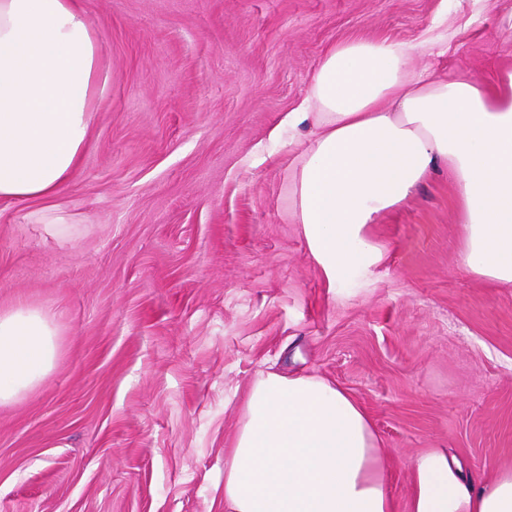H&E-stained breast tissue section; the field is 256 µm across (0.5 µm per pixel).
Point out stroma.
Wrapping results in <instances>:
<instances>
[{"label": "stroma", "mask_w": 512, "mask_h": 512, "mask_svg": "<svg viewBox=\"0 0 512 512\" xmlns=\"http://www.w3.org/2000/svg\"><path fill=\"white\" fill-rule=\"evenodd\" d=\"M111 78L80 168L0 204V309L49 313L47 380L0 406V512H224L248 388L318 374L353 396L405 507L411 463L512 466V284L474 279L447 170L367 228L329 285L288 201L323 55L420 43L412 68L512 69V0H82Z\"/></svg>", "instance_id": "obj_1"}]
</instances>
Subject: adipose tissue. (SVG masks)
Listing matches in <instances>:
<instances>
[{
  "label": "adipose tissue",
  "instance_id": "adipose-tissue-1",
  "mask_svg": "<svg viewBox=\"0 0 512 512\" xmlns=\"http://www.w3.org/2000/svg\"><path fill=\"white\" fill-rule=\"evenodd\" d=\"M423 45L337 43L305 111L313 140L289 175L290 209L329 283L383 250L368 224L446 166L467 271L512 284V71L482 83L413 72ZM108 80L79 0H0V201L55 196L90 142ZM57 328L27 304L0 310V405L41 384ZM406 512H512V467L483 483L442 448L412 462ZM225 512H396L380 439L360 403L315 376L259 377L224 453Z\"/></svg>",
  "mask_w": 512,
  "mask_h": 512
}]
</instances>
